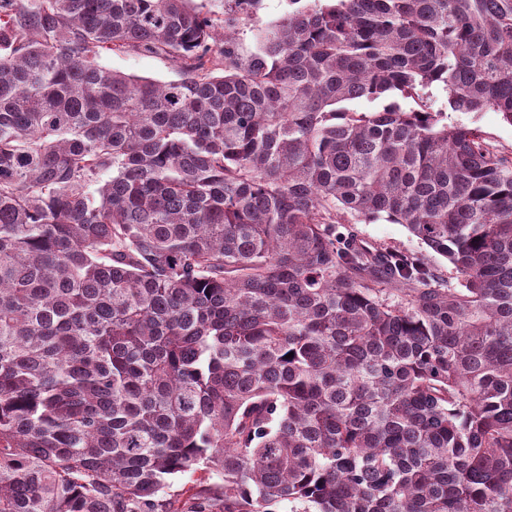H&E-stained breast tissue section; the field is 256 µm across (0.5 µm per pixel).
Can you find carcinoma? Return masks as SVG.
Segmentation results:
<instances>
[{"mask_svg":"<svg viewBox=\"0 0 512 512\" xmlns=\"http://www.w3.org/2000/svg\"><path fill=\"white\" fill-rule=\"evenodd\" d=\"M187 2L0 0V512H512V0ZM306 3L302 1L300 4ZM300 4H293L291 0H259L253 12V20L248 25L240 26L238 43L240 52L249 55L256 48L257 28L276 21L288 14ZM99 63L107 68L135 77H146L163 82L180 79L179 72L161 56L143 55L136 52L115 54L100 53ZM427 102L434 110L447 105L446 93L441 89H432L430 94L424 96ZM448 112V105L446 106ZM452 118L471 127L479 128L490 142L499 150L506 154L512 153V125L502 119L499 112L486 110L484 112H473L470 114L451 113ZM358 239L366 245H384L401 252L418 255L424 263L444 279L453 277L448 261L426 248L416 237L412 236L402 224H393L385 220L360 222L352 224ZM221 478L218 475H212L208 480H204L200 477V474H191L186 473L182 476H178L173 479L172 485L167 489L169 495L173 494H181L182 489L187 490L188 488H193L189 493H186L182 496H178V502H176L175 507L179 509H186L185 503L188 501V497L190 494L195 493L196 491H200L208 485H212L214 483H220Z\"/></svg>","mask_w":512,"mask_h":512,"instance_id":"1","label":"carcinoma"}]
</instances>
